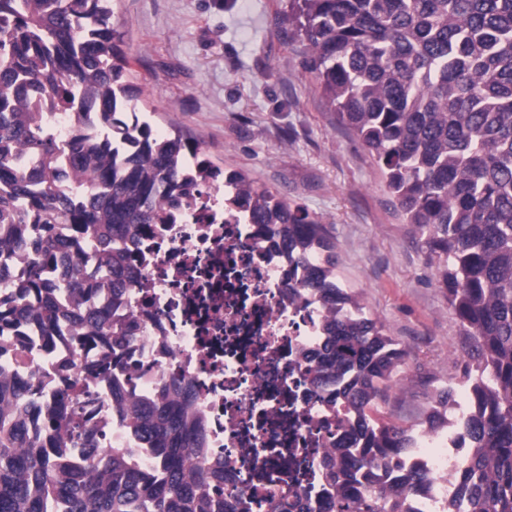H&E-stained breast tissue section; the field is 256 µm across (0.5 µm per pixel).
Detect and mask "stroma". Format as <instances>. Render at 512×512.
I'll return each instance as SVG.
<instances>
[{"mask_svg":"<svg viewBox=\"0 0 512 512\" xmlns=\"http://www.w3.org/2000/svg\"><path fill=\"white\" fill-rule=\"evenodd\" d=\"M111 8L141 114L325 224L338 279L406 352L376 415L417 427L437 390L459 387L465 338L436 263L305 70L288 0H112Z\"/></svg>","mask_w":512,"mask_h":512,"instance_id":"obj_1","label":"stroma"}]
</instances>
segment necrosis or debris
<instances>
[{
	"instance_id": "1",
	"label": "necrosis or debris",
	"mask_w": 512,
	"mask_h": 512,
	"mask_svg": "<svg viewBox=\"0 0 512 512\" xmlns=\"http://www.w3.org/2000/svg\"><path fill=\"white\" fill-rule=\"evenodd\" d=\"M170 214L135 239L138 286L121 307L135 318L124 363L110 378L85 383L82 370L96 348L68 336L47 345L33 321L18 329L23 352L0 351V371L33 379L50 401L91 388L99 446L130 449L144 469L153 467L154 454L113 403L112 386L144 400L163 375L176 373L192 392L204 433L198 464L223 463L224 488L240 491L225 498V512H276L284 499L291 512H326L322 462L341 423L327 419L308 367L319 359L327 307L296 290L306 271L277 236L225 206L223 179L190 186ZM468 413L455 401L447 428L413 434L403 466L428 477L413 512H455L468 462Z\"/></svg>"
}]
</instances>
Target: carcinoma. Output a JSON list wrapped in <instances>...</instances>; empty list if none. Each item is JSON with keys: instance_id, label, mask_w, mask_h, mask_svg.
<instances>
[{"instance_id": "cac0c4a2", "label": "carcinoma", "mask_w": 512, "mask_h": 512, "mask_svg": "<svg viewBox=\"0 0 512 512\" xmlns=\"http://www.w3.org/2000/svg\"><path fill=\"white\" fill-rule=\"evenodd\" d=\"M112 0H0V249L22 259L25 273L0 296V327L39 322L62 335L59 294L71 298V330L101 346L85 365L95 377L121 360L131 317L110 305L85 306L108 292L116 302L134 287L129 242L146 224L165 222V206L185 194L180 173L198 156L199 177L221 174L201 144L161 135L137 117L141 148L124 171L112 143L87 131L121 132L122 110L138 93L124 81L112 27ZM307 70L330 107L375 158L430 260L469 341L464 378L469 465L460 477L461 512H512V0H290ZM80 94L86 106L76 111ZM68 113L70 136L57 138L42 107ZM230 201L252 224H274L282 245L320 252L302 287L330 308L312 385L336 384L326 403L351 416L360 448L340 445L324 462L336 491L333 512H409L426 475L401 471L397 483L365 493L358 478L394 464L408 430L373 414L381 385L406 352L365 315L337 279L336 245L299 206L226 175ZM69 226L65 235L56 225ZM41 299L32 307L29 298ZM454 389L441 388L422 424L448 426ZM181 378L171 376L153 401L117 404L134 433L158 455L138 470L128 449H89L78 462L65 437L82 429L93 393L44 402L34 386L0 373V512H224L212 478L195 454L203 447Z\"/></svg>"}]
</instances>
